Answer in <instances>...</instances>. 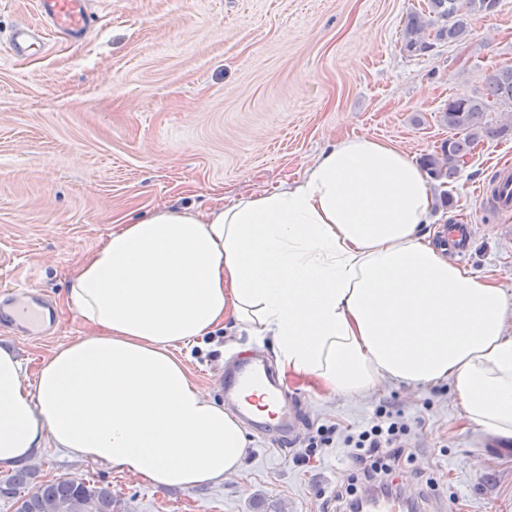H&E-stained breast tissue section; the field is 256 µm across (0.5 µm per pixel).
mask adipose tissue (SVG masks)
Wrapping results in <instances>:
<instances>
[{"label":"adipose tissue","instance_id":"adipose-tissue-1","mask_svg":"<svg viewBox=\"0 0 512 512\" xmlns=\"http://www.w3.org/2000/svg\"><path fill=\"white\" fill-rule=\"evenodd\" d=\"M435 206L404 150L354 136L275 191L119 219L69 275L82 334L31 378L0 345V467L63 448L163 489L240 473L247 431L187 365L230 322L284 375L350 400L445 383L512 439V296L433 244Z\"/></svg>","mask_w":512,"mask_h":512}]
</instances>
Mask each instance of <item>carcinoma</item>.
Segmentation results:
<instances>
[{"label":"carcinoma","mask_w":512,"mask_h":512,"mask_svg":"<svg viewBox=\"0 0 512 512\" xmlns=\"http://www.w3.org/2000/svg\"><path fill=\"white\" fill-rule=\"evenodd\" d=\"M500 0H428L429 14L414 13L403 32V48L410 54L430 48L429 36L462 40L469 32L470 17L477 13H492ZM448 25L441 26L439 21ZM497 103L512 105V65L502 66L489 77L486 94L482 97L458 95L448 100L444 121L452 135L440 145V155L425 160L430 176L435 180L449 179L455 165L469 154L470 146L482 129L484 113ZM29 474L19 471L0 482V495L23 500L22 512H114L115 501L108 487L91 485L76 479H57L22 492Z\"/></svg>","instance_id":"carcinoma-1"}]
</instances>
